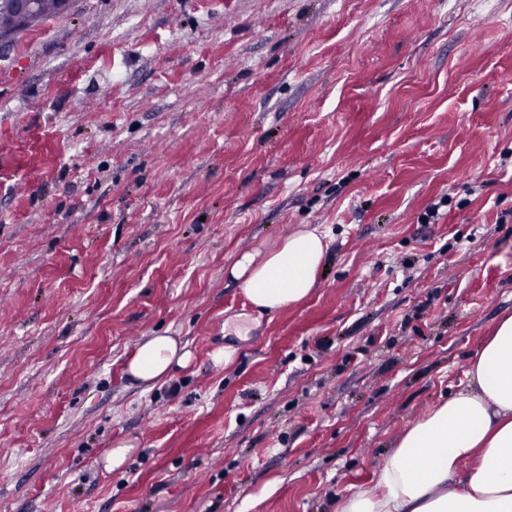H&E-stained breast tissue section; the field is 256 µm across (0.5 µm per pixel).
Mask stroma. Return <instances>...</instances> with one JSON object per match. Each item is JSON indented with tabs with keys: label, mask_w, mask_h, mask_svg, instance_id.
I'll return each instance as SVG.
<instances>
[{
	"label": "stroma",
	"mask_w": 512,
	"mask_h": 512,
	"mask_svg": "<svg viewBox=\"0 0 512 512\" xmlns=\"http://www.w3.org/2000/svg\"><path fill=\"white\" fill-rule=\"evenodd\" d=\"M305 226L259 313L231 265ZM511 314L512 0H75L0 49V512H340ZM324 235L314 229H299L269 249L241 252L230 275L246 299L267 313L307 299L316 288L326 258ZM191 361V352L175 336H148L137 347L128 363L131 377L150 390L165 381L173 364L186 367Z\"/></svg>",
	"instance_id": "35a3bbf8"
}]
</instances>
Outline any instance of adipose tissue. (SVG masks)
Segmentation results:
<instances>
[{"label":"adipose tissue","mask_w":512,"mask_h":512,"mask_svg":"<svg viewBox=\"0 0 512 512\" xmlns=\"http://www.w3.org/2000/svg\"><path fill=\"white\" fill-rule=\"evenodd\" d=\"M325 258L322 233L299 229L276 247L241 252L230 275L272 313L310 296ZM190 361L176 337L150 336L127 371L149 390ZM467 375V388L412 424L341 512H512V315L495 324Z\"/></svg>","instance_id":"adipose-tissue-1"}]
</instances>
